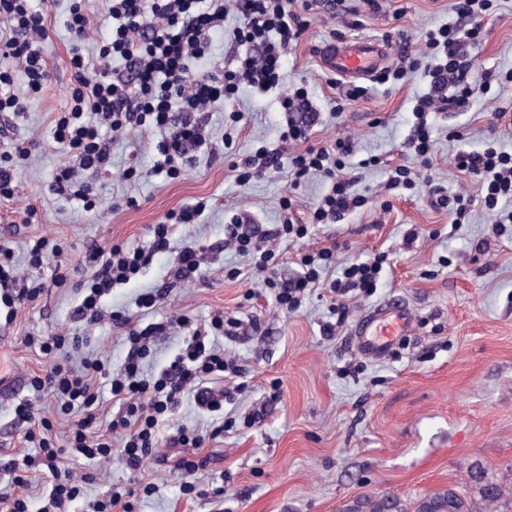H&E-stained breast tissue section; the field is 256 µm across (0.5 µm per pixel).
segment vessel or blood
Returning <instances> with one entry per match:
<instances>
[{"instance_id":"vessel-or-blood-1","label":"vessel or blood","mask_w":512,"mask_h":512,"mask_svg":"<svg viewBox=\"0 0 512 512\" xmlns=\"http://www.w3.org/2000/svg\"><path fill=\"white\" fill-rule=\"evenodd\" d=\"M385 52L378 44L356 39L331 46L324 56L325 67L344 79H360L373 75ZM412 326V315L401 303L391 302L375 307L356 327L357 349L375 357L386 351L396 337L405 335Z\"/></svg>"}]
</instances>
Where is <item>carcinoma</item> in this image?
<instances>
[{
    "instance_id": "1",
    "label": "carcinoma",
    "mask_w": 512,
    "mask_h": 512,
    "mask_svg": "<svg viewBox=\"0 0 512 512\" xmlns=\"http://www.w3.org/2000/svg\"><path fill=\"white\" fill-rule=\"evenodd\" d=\"M343 512H406V506L397 495L386 493L356 499ZM414 512H512V487L489 479L473 466L463 488L428 494L417 502Z\"/></svg>"
}]
</instances>
